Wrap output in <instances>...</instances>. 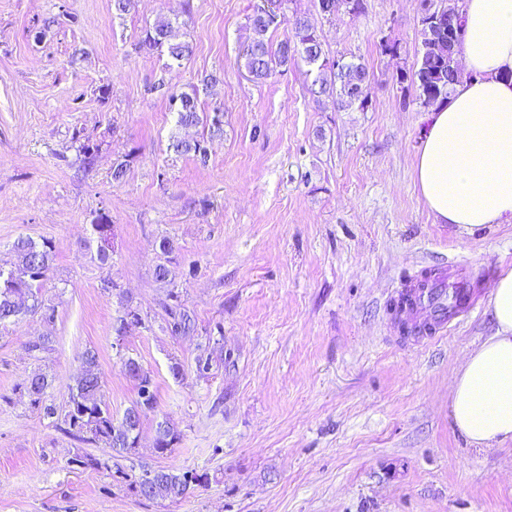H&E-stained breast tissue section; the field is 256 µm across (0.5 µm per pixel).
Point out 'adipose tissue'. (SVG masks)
Returning a JSON list of instances; mask_svg holds the SVG:
<instances>
[{"label":"adipose tissue","mask_w":512,"mask_h":512,"mask_svg":"<svg viewBox=\"0 0 512 512\" xmlns=\"http://www.w3.org/2000/svg\"><path fill=\"white\" fill-rule=\"evenodd\" d=\"M462 15L469 77L430 112L415 175L435 219L471 233L512 223V0H464ZM489 308L495 333L457 372L449 407L480 448L512 441V270L492 282Z\"/></svg>","instance_id":"ef3b65f1"}]
</instances>
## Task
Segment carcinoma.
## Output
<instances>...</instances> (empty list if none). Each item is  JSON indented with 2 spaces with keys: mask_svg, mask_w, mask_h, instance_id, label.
<instances>
[{
  "mask_svg": "<svg viewBox=\"0 0 512 512\" xmlns=\"http://www.w3.org/2000/svg\"><path fill=\"white\" fill-rule=\"evenodd\" d=\"M445 26L452 29L454 37L448 41V52L440 55L433 49L436 31L422 17L421 47L416 61L410 69L397 74V83L403 91L414 94L415 100L425 111L444 104L450 97L454 85L462 80L452 65L457 49L465 36L464 21L459 0H433ZM325 8L324 15L334 16L339 12L359 13L363 0H318ZM287 26V35L277 44L265 39L270 28ZM255 37L247 45L245 55L251 76L264 79L278 67H285L295 55H300L315 66L313 85L319 86L318 94L335 98L338 108L364 111L369 106V74L360 62L331 60L325 57L321 36L314 21L293 14L278 20H266L252 16ZM142 45L167 53L179 61L191 55L192 46L187 41L175 40L172 23L159 20L146 30ZM170 107L177 112L178 123L184 127L205 124L208 136L192 142L178 140L173 143L176 152L190 155L201 164L209 158V143L223 133L224 113L213 109L210 114H200L198 97L187 92H172L168 96ZM15 262L5 269L0 266V328L18 323L25 316H39L51 323L55 310L44 306L39 298L40 290L47 281L53 261V245L48 239L36 241L30 237H19L13 243ZM166 328L171 335H185L194 330L195 321L179 300L175 292L170 302L163 305ZM127 375L135 382L137 398L119 418L112 414L104 398L99 356L96 350L87 349L82 356V373L70 390L65 405L58 407L48 399L52 380L44 373L29 378L24 391L31 406L48 418L59 422L62 430L74 439L112 450V459H126L139 445L141 426L146 414L156 407L155 382L149 371L135 359L124 360ZM178 436L166 421L156 424L155 449L160 454L174 451ZM129 480L130 488L146 500H173L192 494L195 489L208 484V475L191 470L155 468L146 463L138 465V471L129 475L117 469Z\"/></svg>",
  "mask_w": 512,
  "mask_h": 512,
  "instance_id": "1",
  "label": "carcinoma"
}]
</instances>
